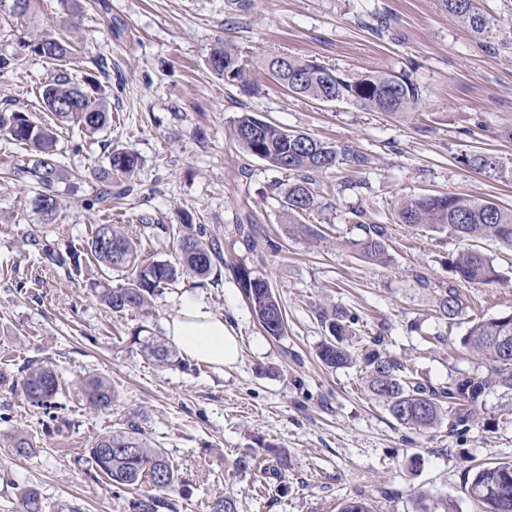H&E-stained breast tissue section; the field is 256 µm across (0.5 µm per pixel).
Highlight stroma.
<instances>
[{
    "label": "stroma",
    "mask_w": 512,
    "mask_h": 512,
    "mask_svg": "<svg viewBox=\"0 0 512 512\" xmlns=\"http://www.w3.org/2000/svg\"><path fill=\"white\" fill-rule=\"evenodd\" d=\"M82 13L66 27L57 0H34L26 24L0 17V54L12 56L23 77L0 78V101L33 110L45 79L39 58L20 41L72 30L81 49L67 65L82 80L107 60L112 93L107 129L87 137L62 130L58 162L66 170L106 165L113 148L137 153L132 190L109 212L87 209L92 184L50 224L35 213L30 195L0 181V512H12L22 489H36L45 512H126L107 480L95 478L84 455L98 435L135 419L190 480L191 496L178 512H202V501L233 495L239 512H337L357 495L376 512H415L425 494L430 512H478L468 494L467 470L512 460V423L500 410L512 393L484 399V425L450 431L440 426L411 433L363 388L360 367L331 370L316 349L325 336L318 312H357L386 351L415 367L422 382L445 388L475 366L463 346L473 318L512 310V250L478 241L500 274L493 284H463L460 315L439 313L440 284L452 281L449 254L459 242L443 233L399 223L401 204L427 193H464L512 208V179H496L461 162L474 151L493 153L512 168V0H482L496 26L490 41L476 39L448 15L442 0H80ZM232 47L256 85L242 95L208 65L211 49ZM273 54L313 57L352 75L404 72L422 92L417 111L391 115L348 102L294 98L266 70ZM243 112L288 130L308 133L364 156L317 176V206L305 223L323 231L306 240L287 233L283 194L287 173L246 153L230 133ZM388 232L387 260L361 255L364 233L355 210ZM179 224L191 219L223 249L236 227L255 225L275 243L249 266L269 279L288 320L280 339L257 323L231 274L213 270L165 286L150 316L119 315L90 288L94 279L124 285L118 273L89 267L81 276L47 261L43 249L83 248L95 225ZM428 285L418 283V276ZM201 299L238 336L240 356L218 370L189 361L158 366L129 336L140 325L165 335L184 294ZM441 335L442 344H431ZM31 360L58 370V397L70 428L47 435L40 410L30 406L12 377ZM111 380L118 401L89 410L78 382ZM25 431L36 450L16 456L9 437ZM277 446L288 460V491L275 493L261 475H239L233 462L248 452L266 457Z\"/></svg>",
    "instance_id": "obj_1"
}]
</instances>
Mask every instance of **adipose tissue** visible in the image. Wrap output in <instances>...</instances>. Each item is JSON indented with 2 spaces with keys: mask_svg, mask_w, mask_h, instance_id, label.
Segmentation results:
<instances>
[{
  "mask_svg": "<svg viewBox=\"0 0 512 512\" xmlns=\"http://www.w3.org/2000/svg\"><path fill=\"white\" fill-rule=\"evenodd\" d=\"M166 331L170 342L195 361L221 368L239 358L237 336L195 295L181 297L178 313Z\"/></svg>",
  "mask_w": 512,
  "mask_h": 512,
  "instance_id": "obj_1",
  "label": "adipose tissue"
}]
</instances>
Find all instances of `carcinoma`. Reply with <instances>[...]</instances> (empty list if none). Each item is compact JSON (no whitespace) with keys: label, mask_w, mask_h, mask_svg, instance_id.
I'll list each match as a JSON object with an SVG mask.
<instances>
[{"label":"carcinoma","mask_w":512,"mask_h":512,"mask_svg":"<svg viewBox=\"0 0 512 512\" xmlns=\"http://www.w3.org/2000/svg\"><path fill=\"white\" fill-rule=\"evenodd\" d=\"M448 14L479 39L489 37L491 26L478 7L477 0H443ZM31 9V0H0V13L8 15L17 26L23 25ZM27 54L41 59L50 67V75L39 86L42 108L50 119H38L30 113L8 106L0 110V133L24 146L27 164L18 169L29 179L34 192L33 204L44 224L56 220L63 206L64 195L78 191L87 178L97 182L95 191L85 206L99 211L112 210V201L125 198L131 191L126 181L139 166L137 155L114 149L107 156V168L85 175L67 171L57 161V128L73 125L94 135L110 123L105 105L107 90L95 75L74 82L66 69L67 59L76 51L68 38L45 34L38 39L20 42ZM210 57L220 63L216 73L250 96L255 88L247 80L236 53L230 48L216 49ZM272 78L289 94L306 100L326 102L329 95L340 96L357 107L372 112H414L421 102L419 85L403 73L371 70L358 77L339 72L320 61L288 55L274 56L267 63ZM232 136L250 155L266 162L271 168L289 174L292 182L285 193L288 211V234L315 237L316 229L300 222V218L315 208L312 185L315 177L327 173L345 160L354 165L364 163V157L349 149H338L328 142L306 133L284 129L248 112L233 119ZM472 170L489 177L503 178L512 172L503 168L497 157L476 151L464 157ZM363 209L355 211L357 226L365 237L355 245L371 262H383L386 255L387 229L383 224H364ZM398 221L434 232L447 233L460 242L480 239L496 241L512 248V208L491 200L474 198L461 193L426 194L411 198L401 205ZM176 245L177 261L140 258L142 238L130 234L120 224H97L83 250L64 253H44L55 264L68 267L70 274L81 276L88 261L98 267L126 276L127 284L111 288L94 283L96 296L114 313L129 312L146 315L158 292L183 276L205 278L214 267L222 264L239 285L243 299L254 318L267 333L279 339L286 332V313L270 281L236 258L234 253H221L206 232L192 224L161 225ZM448 268L459 283L489 284L498 279L490 257L477 249L467 248L448 258ZM438 306L442 317L453 320L462 310L460 293L453 285L438 288ZM328 331L317 349L318 359L329 368L363 364L364 389L388 411L401 427L412 432H424L438 427L454 417L451 427L480 424L484 396L493 389L512 391V313L479 318L469 328L464 345L477 360V370L455 381L451 386L436 390L419 381L418 375L390 356L382 347L381 338L363 337V347L350 349L355 325L359 318L344 309L320 314ZM141 353L159 366L180 365L182 359L166 340L141 326L130 338ZM20 389L25 399L42 411L47 434H59L71 422L58 411L56 397L62 380L52 363L31 360L22 367ZM89 409L107 411L117 401L112 383L101 376H89L78 383ZM11 447L19 456L33 452L32 441L23 433L11 437ZM87 462L95 472L112 485L114 493L129 489L136 494L127 501V512H177L169 493L190 492V482L179 477L178 470L166 452L155 446L131 422L123 428L98 436L88 449ZM240 474L256 470L270 473L282 485V458L277 465H261L258 458L243 453L235 460ZM469 496L482 512H512V461L480 466L467 476ZM19 512H43L41 495L33 488L22 491ZM206 512H238L237 501L224 494L210 498ZM338 512H374L369 499L357 496L339 504Z\"/></svg>","instance_id":"obj_1"}]
</instances>
